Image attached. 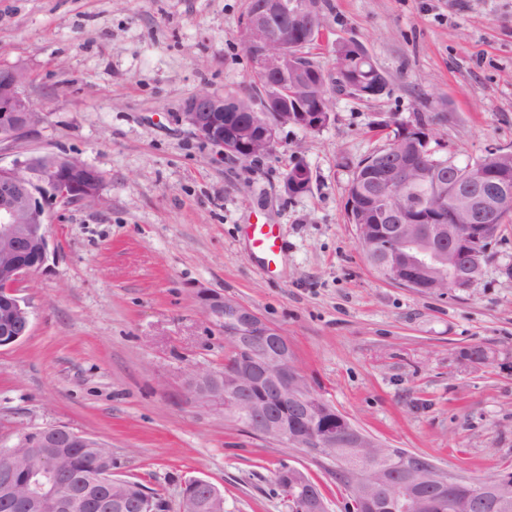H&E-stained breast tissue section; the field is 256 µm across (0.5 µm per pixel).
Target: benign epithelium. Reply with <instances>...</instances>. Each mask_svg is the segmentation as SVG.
Instances as JSON below:
<instances>
[{
    "label": "benign epithelium",
    "instance_id": "7a95c632",
    "mask_svg": "<svg viewBox=\"0 0 512 512\" xmlns=\"http://www.w3.org/2000/svg\"><path fill=\"white\" fill-rule=\"evenodd\" d=\"M317 43L323 36L321 13L306 7L305 0H262L241 20L242 44L253 69L277 77L288 69L300 75V85L316 87L332 80L336 94L344 95L352 83L339 70L332 74L300 66L299 33ZM25 73L17 66L0 67V146L25 136L33 126L32 101L25 92ZM283 106L270 90L248 95L249 119L238 120L240 95L216 96L206 91L187 99L180 121L200 141L242 160L269 155L277 145V132L286 125L317 133L332 121L331 96L305 98L288 92ZM408 145L411 152L393 150L364 161L370 191L372 223L363 226L359 243L385 253L380 271L386 277L423 292L466 291L483 273L496 237L488 217L512 202V170L499 160L509 148L488 153L478 175L436 157L430 127L393 117L378 124ZM429 158L416 165L414 155ZM30 154L0 166V347L30 334L28 304L20 288L28 276L45 265L49 254L51 201L83 202L87 185L101 179L93 165L71 158L63 167L35 165ZM430 185L424 197L414 195L405 176ZM308 186L303 171L283 180L288 195ZM201 311L214 324L227 327L228 342L245 358L226 371L199 369L185 380L190 395L201 401H218L224 410L251 424L255 433L289 448H302L329 460L343 459L349 471L354 512H415L423 505L434 509L448 500V512H512V472L503 471L479 482V492L458 498L448 492L459 480L444 475L435 465L399 459L393 449L355 428L345 417L334 429L319 423L315 414L320 399L294 361L286 336L245 305L212 290L197 292ZM93 436L65 427H47L21 433L15 442L0 447V497L20 504L26 512H70L80 499V488L62 479L63 470L50 449L70 445L95 447ZM29 448L41 464L35 470L20 466L16 450ZM280 481L295 502L294 512H328L324 497L308 476L294 466L279 469ZM185 486L208 490L209 505L224 507L222 493L207 480L190 477Z\"/></svg>",
    "mask_w": 512,
    "mask_h": 512
}]
</instances>
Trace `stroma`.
Here are the masks:
<instances>
[{
  "instance_id": "1",
  "label": "stroma",
  "mask_w": 512,
  "mask_h": 512,
  "mask_svg": "<svg viewBox=\"0 0 512 512\" xmlns=\"http://www.w3.org/2000/svg\"><path fill=\"white\" fill-rule=\"evenodd\" d=\"M322 4L314 59L332 68L334 43L355 39L387 89L335 97L322 132L285 126L272 154L241 161L176 114L197 92L247 87L245 0H0V64L24 69L39 114L0 165L55 154L103 175L99 202L47 207L49 257L23 290L31 331L0 349L1 440L47 426L94 436L168 512L190 477L223 492L224 512H289L273 478L288 464L344 512L334 464L187 393L190 372L230 353L196 303L209 289L279 329L312 388L383 447L465 478L512 470V223L473 288L427 294L368 264L345 192L391 115H432L438 156L460 167L512 147V0ZM298 159L311 187L288 196ZM251 224L283 238L273 263L254 252ZM475 345L483 364L464 358Z\"/></svg>"
}]
</instances>
